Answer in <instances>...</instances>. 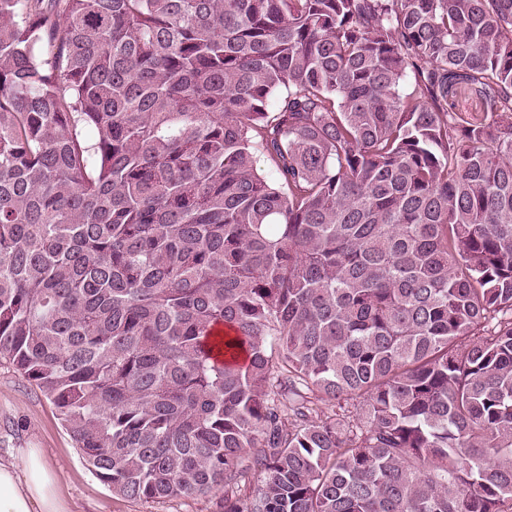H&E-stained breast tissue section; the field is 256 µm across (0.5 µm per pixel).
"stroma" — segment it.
<instances>
[{
  "label": "stroma",
  "instance_id": "1",
  "mask_svg": "<svg viewBox=\"0 0 512 512\" xmlns=\"http://www.w3.org/2000/svg\"><path fill=\"white\" fill-rule=\"evenodd\" d=\"M42 449L57 467L58 493L68 512H220V496L143 504L112 494L90 472L52 405L22 376L0 365V458L20 460L25 449Z\"/></svg>",
  "mask_w": 512,
  "mask_h": 512
}]
</instances>
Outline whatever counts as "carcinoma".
Returning a JSON list of instances; mask_svg holds the SVG:
<instances>
[{
	"label": "carcinoma",
	"mask_w": 512,
	"mask_h": 512,
	"mask_svg": "<svg viewBox=\"0 0 512 512\" xmlns=\"http://www.w3.org/2000/svg\"><path fill=\"white\" fill-rule=\"evenodd\" d=\"M2 359L124 499L512 512V0H0ZM454 110L461 112L469 121H484L486 114L482 111L479 100L469 90L462 91L454 99Z\"/></svg>",
	"instance_id": "1"
}]
</instances>
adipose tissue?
I'll use <instances>...</instances> for the list:
<instances>
[{
	"instance_id": "adipose-tissue-1",
	"label": "adipose tissue",
	"mask_w": 512,
	"mask_h": 512,
	"mask_svg": "<svg viewBox=\"0 0 512 512\" xmlns=\"http://www.w3.org/2000/svg\"><path fill=\"white\" fill-rule=\"evenodd\" d=\"M57 483L41 449H27L17 462L0 461V512H66Z\"/></svg>"
}]
</instances>
